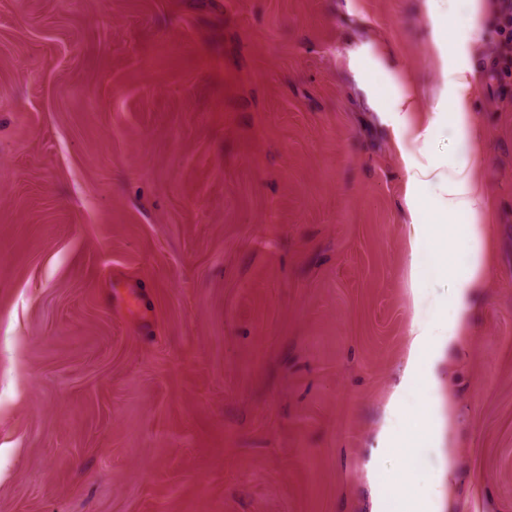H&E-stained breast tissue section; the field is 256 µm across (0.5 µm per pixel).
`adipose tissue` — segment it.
Returning <instances> with one entry per match:
<instances>
[{
  "instance_id": "obj_1",
  "label": "adipose tissue",
  "mask_w": 512,
  "mask_h": 512,
  "mask_svg": "<svg viewBox=\"0 0 512 512\" xmlns=\"http://www.w3.org/2000/svg\"><path fill=\"white\" fill-rule=\"evenodd\" d=\"M441 79L447 97L437 105L434 119L450 120L466 151L450 164L407 160L406 201L414 216L408 229V246L415 254L425 240H432L435 272L452 285V312L427 322L412 323L401 386L406 389L415 381H422L426 406L415 427L397 429L391 422L400 413L401 400L397 397L391 400L387 413L390 425L382 433L379 448L383 454L410 453L423 442L440 438L445 419L436 396L441 385L436 367L445 352L458 347L461 337L465 336L470 322V302L485 276L489 200L474 162L479 139L468 119V92L473 85V74L464 64H446L441 69ZM457 217L465 221L462 239L469 253L468 263L463 268L458 266L455 249L448 243V222Z\"/></svg>"
}]
</instances>
